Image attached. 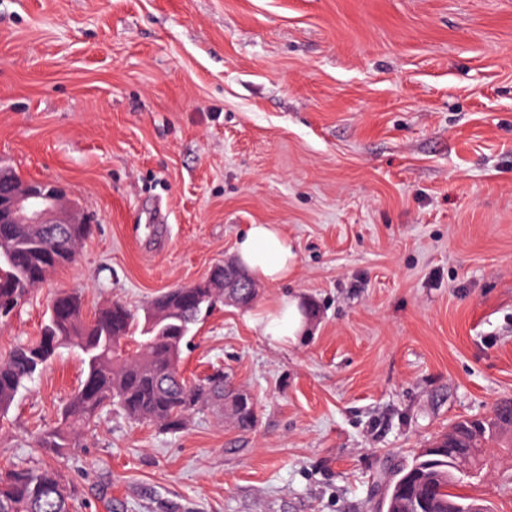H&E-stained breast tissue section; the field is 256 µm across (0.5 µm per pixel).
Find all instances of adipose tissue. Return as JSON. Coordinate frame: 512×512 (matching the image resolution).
Masks as SVG:
<instances>
[{
    "instance_id": "1",
    "label": "adipose tissue",
    "mask_w": 512,
    "mask_h": 512,
    "mask_svg": "<svg viewBox=\"0 0 512 512\" xmlns=\"http://www.w3.org/2000/svg\"><path fill=\"white\" fill-rule=\"evenodd\" d=\"M237 262L253 282L277 285L287 282L297 265L293 242L277 224H250L235 242ZM256 322L278 343L296 339L307 328L299 299L283 296L258 312Z\"/></svg>"
}]
</instances>
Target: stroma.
I'll return each instance as SVG.
<instances>
[{
	"label": "stroma",
	"mask_w": 512,
	"mask_h": 512,
	"mask_svg": "<svg viewBox=\"0 0 512 512\" xmlns=\"http://www.w3.org/2000/svg\"><path fill=\"white\" fill-rule=\"evenodd\" d=\"M0 164L93 227L0 322V358L55 294L143 312L246 225L298 254L182 344L187 378L251 394L250 431L108 408L47 453L82 353L19 390L0 473L57 472L75 512H379L419 449L512 398V0H0ZM281 295L307 313L294 343L254 321ZM462 492L512 512V433Z\"/></svg>",
	"instance_id": "35a3bbf8"
}]
</instances>
